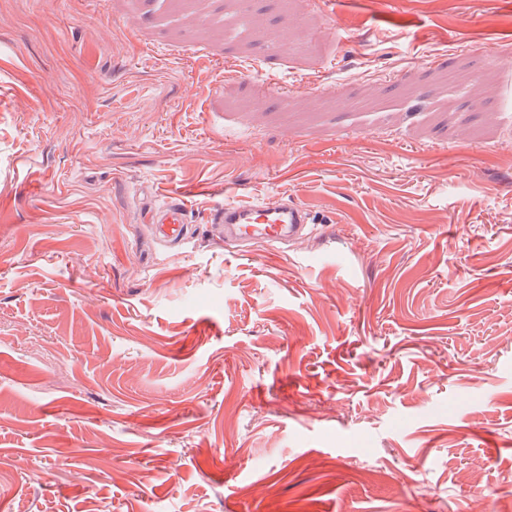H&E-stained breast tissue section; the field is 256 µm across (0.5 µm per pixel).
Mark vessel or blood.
I'll return each mask as SVG.
<instances>
[{
	"mask_svg": "<svg viewBox=\"0 0 512 512\" xmlns=\"http://www.w3.org/2000/svg\"><path fill=\"white\" fill-rule=\"evenodd\" d=\"M208 219L223 227L225 235L242 244L261 243L273 247L284 239L301 235L310 220V213L301 204L284 199L253 200L216 206L210 210ZM149 221L165 242L183 245L190 237L187 204L181 194L168 197L151 212Z\"/></svg>",
	"mask_w": 512,
	"mask_h": 512,
	"instance_id": "vessel-or-blood-1",
	"label": "vessel or blood"
}]
</instances>
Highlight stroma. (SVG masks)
Here are the masks:
<instances>
[{"label": "stroma", "instance_id": "stroma-1", "mask_svg": "<svg viewBox=\"0 0 512 512\" xmlns=\"http://www.w3.org/2000/svg\"><path fill=\"white\" fill-rule=\"evenodd\" d=\"M506 43L512 0H0V512L512 492ZM260 197L313 222L225 246ZM187 212L183 195L175 193L151 212L149 223L163 241L184 246L190 237ZM210 224L224 227V234L244 245L264 244L273 247L286 237L302 234L310 220L307 208L287 199L271 202L253 200L224 203L209 211Z\"/></svg>", "mask_w": 512, "mask_h": 512}]
</instances>
